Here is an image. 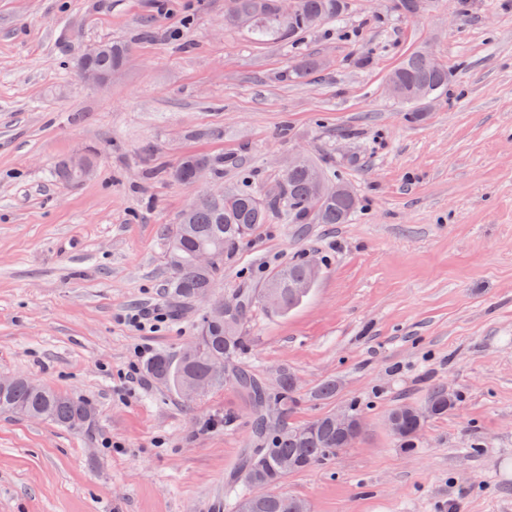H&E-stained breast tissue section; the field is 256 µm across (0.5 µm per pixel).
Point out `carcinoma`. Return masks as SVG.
<instances>
[{
  "label": "carcinoma",
  "instance_id": "1",
  "mask_svg": "<svg viewBox=\"0 0 512 512\" xmlns=\"http://www.w3.org/2000/svg\"><path fill=\"white\" fill-rule=\"evenodd\" d=\"M227 4L250 19L251 32L258 39L276 38L293 45L301 33L313 28L310 18L317 17L323 24L339 19L348 8V0H295L293 12L283 18L278 12V0H227ZM131 52L132 48L126 44L107 42L92 66L102 74L119 72ZM389 79L397 87L398 99L415 107L409 116L417 120L423 116L419 106L443 94L451 82V74L446 66H435L425 52L414 51L390 73ZM199 166L216 172L210 158L187 155L167 171V176L174 179L179 175L180 182L189 184ZM327 184L329 180L324 172L300 156L288 169V176L278 181L275 196L259 195L251 190L226 192L218 197L204 193L181 213L165 237L171 257L172 314H180L197 297L209 295L221 305L230 304L231 315L225 323H213L207 312H202L192 340L196 349L187 353L182 348L174 355L158 353L144 364V371L179 396L183 386L190 383L209 391L230 385L251 409L260 444L244 450L237 473L224 483V502L235 512H242L245 507L248 512H297V498L276 491L278 485L288 476L308 471L360 440L358 436L347 437L337 432L333 413L300 426L288 423V413L297 394L293 377L282 371L270 386L241 363L248 347L243 328L257 304L263 302V294L270 289L280 293V304L271 308L274 313L285 314L298 306L305 294L298 292L294 285L312 279L308 260L292 261L271 271L258 290L246 288L231 298L214 293L224 273V255L251 236L258 225L266 223L271 213L282 212L294 224L346 223L356 208L344 195L327 194L319 210L307 208L308 197ZM201 250L213 255L212 265L207 269L196 263ZM216 360L224 361L227 369L222 381L212 379L210 367ZM426 402L434 407V415L441 416L456 406L457 397L450 398L443 389L434 388ZM411 410V405L400 404L390 412L397 419L396 439L404 448L414 447L424 426ZM0 414L45 419L70 429L92 420L95 408L85 399L48 387L35 390L21 376L10 389L0 392ZM251 475L262 478L270 486L269 495L262 500L247 498V478Z\"/></svg>",
  "mask_w": 512,
  "mask_h": 512
}]
</instances>
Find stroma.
I'll list each match as a JSON object with an SVG mask.
<instances>
[{"label": "stroma", "instance_id": "obj_1", "mask_svg": "<svg viewBox=\"0 0 512 512\" xmlns=\"http://www.w3.org/2000/svg\"><path fill=\"white\" fill-rule=\"evenodd\" d=\"M103 41L132 55L86 84L68 61ZM303 43L324 71L292 75L287 44L225 24L224 0H0V375L96 409L79 429L0 414V512H224L252 445L244 401L227 386L190 406L127 378L136 353H177L200 307L154 331L124 316L169 308L162 234L199 195L264 192L302 155L350 185L359 211L345 224L270 216L225 256L217 291L315 257L300 306L255 309L243 363L295 378L289 422L355 401L367 430L281 492L313 512H512V0L462 15L452 0L414 15L349 0ZM416 50L452 81L415 122L386 81ZM87 151V178L53 177ZM188 154L218 174L167 179ZM434 386L456 408L400 447L389 412Z\"/></svg>", "mask_w": 512, "mask_h": 512}]
</instances>
